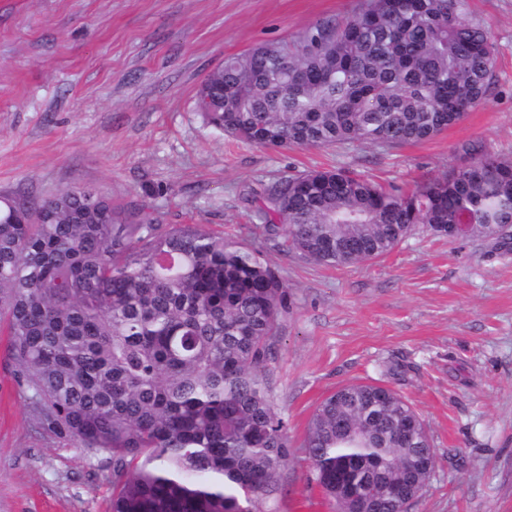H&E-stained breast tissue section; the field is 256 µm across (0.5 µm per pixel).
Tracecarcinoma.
Wrapping results in <instances>:
<instances>
[{
    "instance_id": "1",
    "label": "carcinoma",
    "mask_w": 512,
    "mask_h": 512,
    "mask_svg": "<svg viewBox=\"0 0 512 512\" xmlns=\"http://www.w3.org/2000/svg\"><path fill=\"white\" fill-rule=\"evenodd\" d=\"M466 0H365L343 20L224 58L196 91L206 124L259 147L427 141L489 100L495 45ZM224 88V110L206 90ZM405 192L349 168L281 178L254 217L277 246L326 267L389 254L416 229L512 249V158ZM286 287L260 250L200 224L168 227L88 189L40 201L0 193V317L40 422L112 458L111 512H259L288 456L266 379ZM305 448L336 512H395L347 483L409 501L433 473L416 409L382 384L325 397Z\"/></svg>"
}]
</instances>
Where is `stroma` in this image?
Segmentation results:
<instances>
[{
  "label": "stroma",
  "mask_w": 512,
  "mask_h": 512,
  "mask_svg": "<svg viewBox=\"0 0 512 512\" xmlns=\"http://www.w3.org/2000/svg\"><path fill=\"white\" fill-rule=\"evenodd\" d=\"M359 0H0V192L91 187L161 224L235 230L288 290L271 395L288 458L263 512H333L304 441L337 388L380 381L422 416L432 479L408 512H512V251L411 235L384 257L325 267L266 242L252 189L345 166L412 186L512 154V0H467L496 44V94L432 140L395 148H262L206 126L201 80L226 56L357 12ZM0 333V512H109L106 455L45 429Z\"/></svg>",
  "instance_id": "1"
}]
</instances>
